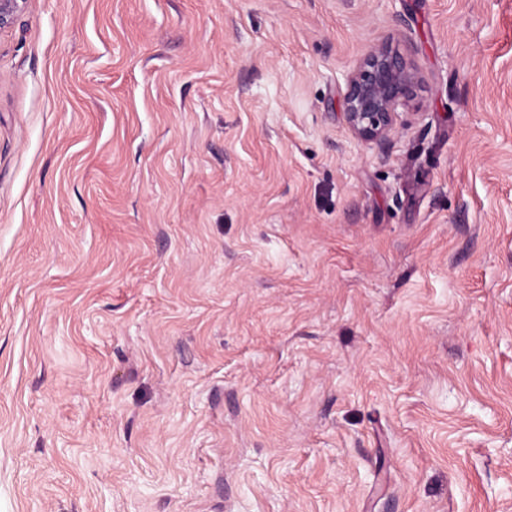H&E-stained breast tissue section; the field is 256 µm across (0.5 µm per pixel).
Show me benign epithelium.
I'll list each match as a JSON object with an SVG mask.
<instances>
[{
    "instance_id": "benign-epithelium-1",
    "label": "benign epithelium",
    "mask_w": 512,
    "mask_h": 512,
    "mask_svg": "<svg viewBox=\"0 0 512 512\" xmlns=\"http://www.w3.org/2000/svg\"><path fill=\"white\" fill-rule=\"evenodd\" d=\"M25 0H0V30L8 27ZM416 75L403 56L377 45L346 76L344 117L353 135L382 142L392 130L395 111L409 97Z\"/></svg>"
}]
</instances>
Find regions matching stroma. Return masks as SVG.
<instances>
[{"label":"stroma","instance_id":"obj_1","mask_svg":"<svg viewBox=\"0 0 512 512\" xmlns=\"http://www.w3.org/2000/svg\"><path fill=\"white\" fill-rule=\"evenodd\" d=\"M0 512H512V0H26ZM415 82L403 56L386 44L371 48L346 76L343 114L353 135L366 142L384 141L397 107L407 100Z\"/></svg>","mask_w":512,"mask_h":512}]
</instances>
